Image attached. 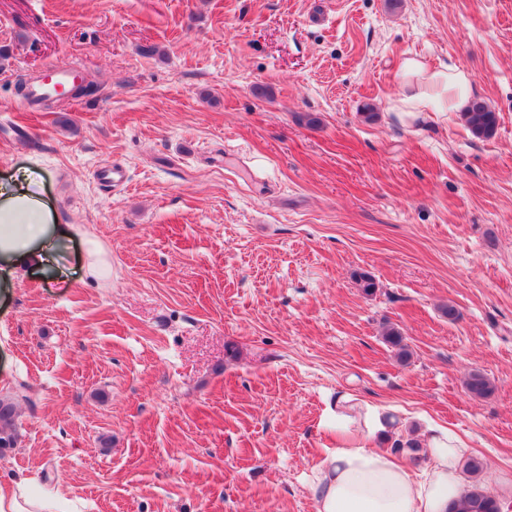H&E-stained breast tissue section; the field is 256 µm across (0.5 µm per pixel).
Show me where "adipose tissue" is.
I'll return each instance as SVG.
<instances>
[{"instance_id": "ef3b65f1", "label": "adipose tissue", "mask_w": 512, "mask_h": 512, "mask_svg": "<svg viewBox=\"0 0 512 512\" xmlns=\"http://www.w3.org/2000/svg\"><path fill=\"white\" fill-rule=\"evenodd\" d=\"M400 77L407 111L468 109L471 80L462 70L430 69L408 59ZM42 183V176L32 171L0 182V263L8 273L46 264L58 238L41 200ZM405 429V421L389 410L337 396L339 443L325 449L323 461L313 469L316 512H449L468 484L461 467L465 445L448 427L429 425L422 433L428 462L415 473L404 454L373 446L375 438Z\"/></svg>"}]
</instances>
